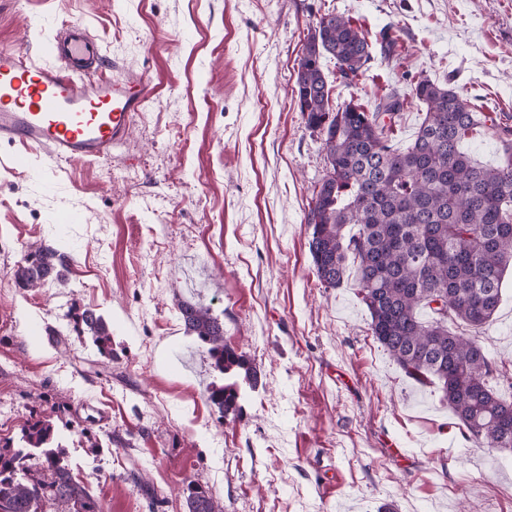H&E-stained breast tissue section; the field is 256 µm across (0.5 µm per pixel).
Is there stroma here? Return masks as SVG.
Wrapping results in <instances>:
<instances>
[{
    "instance_id": "stroma-1",
    "label": "stroma",
    "mask_w": 512,
    "mask_h": 512,
    "mask_svg": "<svg viewBox=\"0 0 512 512\" xmlns=\"http://www.w3.org/2000/svg\"><path fill=\"white\" fill-rule=\"evenodd\" d=\"M327 11L394 37L351 85L325 71L336 104L401 93L398 146L423 118L410 87L425 77L512 126V0H0V49L35 58L82 22L102 76L150 87L100 163L23 167L0 141V449L49 422L100 512H187L192 485L224 512H512V451L466 441L437 387L375 340L353 280L315 275L305 216L323 135L292 89ZM48 246L60 277L19 287L14 270ZM186 302L252 365L239 417L208 399L228 377L185 331ZM479 340L512 363L511 272ZM85 322L101 353L110 352L112 334L102 318L94 311H90L85 316Z\"/></svg>"
}]
</instances>
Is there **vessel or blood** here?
Segmentation results:
<instances>
[{
  "label": "vessel or blood",
  "instance_id": "b4317fda",
  "mask_svg": "<svg viewBox=\"0 0 512 512\" xmlns=\"http://www.w3.org/2000/svg\"><path fill=\"white\" fill-rule=\"evenodd\" d=\"M43 62L0 50V139L44 149L60 161L106 160L149 97L143 79L87 80L104 63L101 43L80 23L41 43Z\"/></svg>",
  "mask_w": 512,
  "mask_h": 512
}]
</instances>
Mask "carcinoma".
<instances>
[{
  "mask_svg": "<svg viewBox=\"0 0 512 512\" xmlns=\"http://www.w3.org/2000/svg\"><path fill=\"white\" fill-rule=\"evenodd\" d=\"M320 42L302 44L295 82L299 111L322 132L326 172L315 185L306 224L317 279L338 288L355 264V285L370 316L372 336L404 374L442 392L464 437L485 448L512 449V370L491 361L477 332L492 320L501 300L504 272L512 267V131H501L506 157L481 166L461 149L481 114L452 85L428 78L412 94L424 107L414 140L404 149L393 139L402 100L393 91L374 109L354 101L333 105L324 62H334L345 85L387 58L393 42H373L342 14L320 16ZM357 231L350 232L351 227ZM63 256L51 247L31 253L14 271L22 288L59 276ZM428 311V319L420 310ZM187 333L206 348L224 374H250L245 355L224 344V323L202 305L182 304ZM86 326L101 353L111 332L95 312ZM210 401L225 414L239 411L236 383L213 387ZM52 426L28 425L24 442L44 449L41 467L30 454L0 451V512H43L46 501L68 512H95L86 488L49 445ZM188 512H223L206 490L188 489Z\"/></svg>",
  "mask_w": 512,
  "mask_h": 512,
  "instance_id": "1",
  "label": "carcinoma"
}]
</instances>
